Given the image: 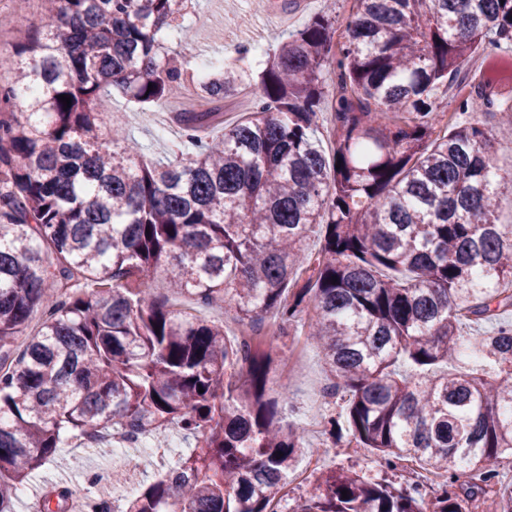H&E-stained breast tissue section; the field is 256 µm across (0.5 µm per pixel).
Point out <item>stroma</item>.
<instances>
[{
	"label": "stroma",
	"instance_id": "1",
	"mask_svg": "<svg viewBox=\"0 0 512 512\" xmlns=\"http://www.w3.org/2000/svg\"><path fill=\"white\" fill-rule=\"evenodd\" d=\"M324 8L325 0H198L193 13L184 20L185 26L192 30V40L183 50L189 62L187 72L198 74L204 59L217 52L223 55L225 62L247 71L257 70L266 61L268 52L276 50L288 32L302 28ZM251 99V92L245 91L215 104L192 88L170 99L159 112L132 108L120 97L115 99L114 106L122 116L126 132L142 145L146 160L154 162L182 148L184 138L177 122L181 113H212L206 133L216 137L222 134L225 124L248 117L252 110ZM267 339L285 356L283 374L271 380L270 393L276 396L286 391L293 399L292 407L282 410L280 422L293 425L305 434V441L297 451L298 463L289 474L287 485L276 496L278 512H293L318 473L338 468L402 485L416 478H427V471L417 461L409 459L389 469L370 449L332 443L324 432L325 421L340 413L342 405L326 394L330 380L317 345L306 342L300 328L294 326L285 331L268 327ZM159 438L168 442L167 454L163 461L143 465L136 479L138 487L152 483L191 450L190 441L175 429L160 436L144 435L142 441L148 444ZM71 455V449H64L61 458L48 462L31 477L14 501L15 512H41L42 496L61 487L70 490L67 506L73 510L79 505L80 494L91 489L89 475L112 468V449L107 445L95 452L83 453L82 465L78 468L70 466Z\"/></svg>",
	"mask_w": 512,
	"mask_h": 512
}]
</instances>
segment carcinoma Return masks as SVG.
I'll list each match as a JSON object with an SVG mask.
<instances>
[{
  "label": "carcinoma",
  "instance_id": "carcinoma-1",
  "mask_svg": "<svg viewBox=\"0 0 512 512\" xmlns=\"http://www.w3.org/2000/svg\"><path fill=\"white\" fill-rule=\"evenodd\" d=\"M182 2L47 0L0 85V512L62 449L168 428L194 449L121 512H274L304 436L275 423L290 398L269 395L268 317L310 320L344 403L333 443L444 477L426 511L418 485L331 470L295 512H465L457 489L484 491L512 453V325L459 333L512 312L496 211L512 171L490 163L494 132L438 128L435 92L512 41V0H353L342 39L318 14L252 82L216 58L197 88L216 102L252 85L256 111L211 140L213 113L185 112L191 150L148 163L112 96L157 108L186 84ZM511 83L474 75L458 108L512 117ZM159 270L248 332L154 299ZM464 348L494 372L437 371Z\"/></svg>",
  "mask_w": 512,
  "mask_h": 512
}]
</instances>
